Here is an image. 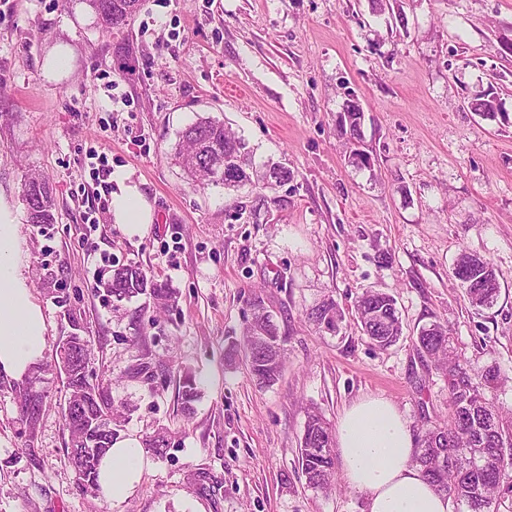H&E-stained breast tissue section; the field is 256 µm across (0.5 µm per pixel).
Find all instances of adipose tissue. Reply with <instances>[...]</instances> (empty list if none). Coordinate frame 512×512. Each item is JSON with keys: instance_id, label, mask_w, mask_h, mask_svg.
<instances>
[{"instance_id": "adipose-tissue-1", "label": "adipose tissue", "mask_w": 512, "mask_h": 512, "mask_svg": "<svg viewBox=\"0 0 512 512\" xmlns=\"http://www.w3.org/2000/svg\"><path fill=\"white\" fill-rule=\"evenodd\" d=\"M120 188L109 209L129 235H142L152 210L137 186L117 175ZM19 215L0 197V373L23 379L42 361L47 321L24 273ZM340 473L349 489L364 495L367 512H451L414 461L415 439L409 420L383 397H364L346 407L335 429ZM147 462L137 439L116 440L99 468L101 496L124 499L139 482Z\"/></svg>"}]
</instances>
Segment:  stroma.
<instances>
[{
	"instance_id": "35a3bbf8",
	"label": "stroma",
	"mask_w": 512,
	"mask_h": 512,
	"mask_svg": "<svg viewBox=\"0 0 512 512\" xmlns=\"http://www.w3.org/2000/svg\"><path fill=\"white\" fill-rule=\"evenodd\" d=\"M142 0L131 30L102 32L80 0H0V194L18 212L28 276L47 320L42 362L24 383L42 398L28 432L0 376V512H366L337 481L307 487L299 441L305 411L337 422L365 396L393 401L413 432L448 416V383L414 346L445 323L471 374L496 366L500 406L512 409V0ZM129 44L134 75L117 74ZM236 87V95L225 93ZM355 90L370 166L349 160L336 127ZM495 92L504 114L467 103ZM224 120L255 164L292 172L274 188L228 192L185 179L170 153L200 117ZM152 209L143 236L109 210L114 172ZM48 177L56 221L29 223L22 183ZM96 227H88L87 214ZM493 264L500 292L474 309L453 276L460 252ZM133 263L176 288L179 308L146 297L113 303L102 285ZM368 289L391 294L402 335L374 348L357 324ZM332 297L333 330L305 320ZM260 299L281 335L280 380L258 385L244 358L228 362L248 301ZM91 340L93 381L119 409L120 437L168 428L165 457L149 456L124 500L81 494L68 464L56 346ZM146 341L134 344L133 338ZM147 358L164 390L131 371ZM202 380L191 418L177 405L181 371ZM222 477L202 493L185 478Z\"/></svg>"
}]
</instances>
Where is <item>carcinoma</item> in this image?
<instances>
[{"label":"carcinoma","mask_w":512,"mask_h":512,"mask_svg":"<svg viewBox=\"0 0 512 512\" xmlns=\"http://www.w3.org/2000/svg\"><path fill=\"white\" fill-rule=\"evenodd\" d=\"M79 2L85 4L98 27L112 33L130 25L142 0ZM468 105L471 111L488 119L505 115L501 100L495 97H476ZM363 119L364 112L354 93L346 92L336 122L339 132L350 145L351 163L358 167L369 164V155L362 149ZM215 152L223 154L224 160L232 161V168L252 165L253 150L245 138L226 127L223 121L211 117L201 118L181 132L174 159L188 179L202 189L243 186L241 182H234L235 172L226 178L212 176L209 159ZM23 200L30 223H55V197L48 179L29 177L24 183ZM461 261H467L471 266L455 267L453 273L465 288L470 303L476 307L491 305L500 289L492 263L471 253L462 254ZM105 290L114 302L146 295L170 308L178 303V293L168 283L147 276L143 269L132 264L112 269ZM250 306L251 314L245 317L242 331L247 368L258 383L271 385L279 380L286 365L285 337L279 334L261 301L255 299ZM356 314L364 335L380 349L391 346L402 334L396 300L385 292L365 291L356 301ZM305 318L318 328L330 329L336 326V320L342 319V312L336 301L329 297L309 308ZM415 344L421 356L445 367L448 378V420L424 432L415 462L437 491L466 507V512H494L492 506L497 502L501 488H512L506 480L512 461V412L498 405L492 397V392L502 384L500 373L489 366L479 379L472 378L463 360L450 353L448 327L439 322L433 323L431 331L422 327ZM65 388V399L80 393L84 398L82 405L64 416L70 434L68 463L80 491L96 497L100 494L99 465L112 447L116 430L112 429V399L107 389L90 383L84 339L70 356ZM16 397L28 429L35 430L42 406L39 396L26 387L16 390ZM199 397L196 376L189 370L184 371L178 379V401L185 417L194 414ZM145 445L158 457L166 455L170 448L167 431H157ZM299 448L308 486L324 492L332 490L336 476L334 432L330 423L315 409L306 412ZM187 480L203 492H213L222 484L211 471L201 468L190 471Z\"/></svg>","instance_id":"cac0c4a2"}]
</instances>
